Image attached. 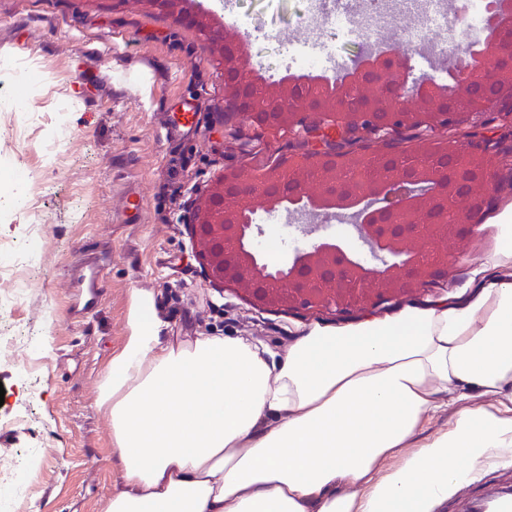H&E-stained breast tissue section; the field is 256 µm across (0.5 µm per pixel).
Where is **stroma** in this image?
Masks as SVG:
<instances>
[{
  "label": "stroma",
  "instance_id": "obj_1",
  "mask_svg": "<svg viewBox=\"0 0 512 512\" xmlns=\"http://www.w3.org/2000/svg\"><path fill=\"white\" fill-rule=\"evenodd\" d=\"M229 35L245 53L246 74L285 75L308 22L303 0H237ZM324 75L357 52L339 25L323 26ZM0 242L22 246L46 229L38 266L17 267L23 296L0 306V334L14 338L0 360V483L25 471L7 512H98L119 479L112 438L96 406L97 384L127 334L132 297H153L172 336H247L284 352L299 327L365 319L252 306L231 285L209 282L182 216L194 189L224 166L266 159L267 145L225 136L224 84L196 30L173 24L135 0H0ZM194 97L193 139L171 144L161 115ZM69 141L57 150L56 128ZM29 176L28 202L10 207L14 173ZM142 200L140 217L129 202ZM492 239H463L437 284L415 285L377 318L460 295ZM96 256L103 293L73 315L74 274Z\"/></svg>",
  "mask_w": 512,
  "mask_h": 512
}]
</instances>
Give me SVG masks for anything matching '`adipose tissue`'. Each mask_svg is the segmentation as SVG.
Returning a JSON list of instances; mask_svg holds the SVG:
<instances>
[{
  "label": "adipose tissue",
  "instance_id": "adipose-tissue-1",
  "mask_svg": "<svg viewBox=\"0 0 512 512\" xmlns=\"http://www.w3.org/2000/svg\"><path fill=\"white\" fill-rule=\"evenodd\" d=\"M488 230L469 294L301 329L280 355L171 340L135 294L97 386L120 470L100 512H434L511 463L512 208Z\"/></svg>",
  "mask_w": 512,
  "mask_h": 512
}]
</instances>
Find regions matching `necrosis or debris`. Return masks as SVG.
<instances>
[{
  "label": "necrosis or debris",
  "instance_id": "necrosis-or-debris-1",
  "mask_svg": "<svg viewBox=\"0 0 512 512\" xmlns=\"http://www.w3.org/2000/svg\"><path fill=\"white\" fill-rule=\"evenodd\" d=\"M311 22L305 40L316 39L324 23L343 20L351 43L361 48L383 49L394 23H401L403 35L416 42L421 55L432 57L445 49L443 41L427 37L426 29L440 24L448 36H455L458 19L481 17L488 0H304Z\"/></svg>",
  "mask_w": 512,
  "mask_h": 512
}]
</instances>
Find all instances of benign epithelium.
Returning a JSON list of instances; mask_svg holds the SVG:
<instances>
[{
	"mask_svg": "<svg viewBox=\"0 0 512 512\" xmlns=\"http://www.w3.org/2000/svg\"><path fill=\"white\" fill-rule=\"evenodd\" d=\"M149 9L167 14L179 26L197 30L202 49L213 57L224 82V100L235 103L224 109V129L242 139L257 129L266 145L275 147L281 160L262 170L239 165L226 168L208 184L194 190L183 216L204 270L211 281L236 286L251 304L263 307L281 304L291 309L332 312L349 311L346 298L361 297L366 309L381 308L406 288L448 276V251L439 242L445 228L441 207L455 200L461 220L459 236L471 233L469 221L481 217L494 197L490 187L495 176L484 163L480 145L470 149H448V161L434 171L409 172L394 177V184L427 182L433 191L424 197L402 199L386 195L358 225L361 238L377 255L385 258L379 268H370L332 235L313 237L316 228L301 229L308 237L288 261L270 266L255 243L254 224L241 217L253 215L256 200L272 208L288 207L281 200L284 182L279 172L288 163L305 168L329 169L336 160L339 133L363 124L414 134L420 130H446L460 123V113L438 107L433 99L438 86L408 84L412 50L403 44L384 49L379 55L364 52L342 73L362 89V99L340 97L331 111L322 112L313 103L298 112H255L245 97L249 81L241 76L244 52L222 25L211 23L203 14L188 12L184 0H137ZM455 92L466 100L468 112H492L486 88L497 86V97L512 99V82L502 73L512 67V27H492L484 46L466 43L455 63Z\"/></svg>",
	"mask_w": 512,
	"mask_h": 512,
	"instance_id": "7a95c632",
	"label": "benign epithelium"
}]
</instances>
